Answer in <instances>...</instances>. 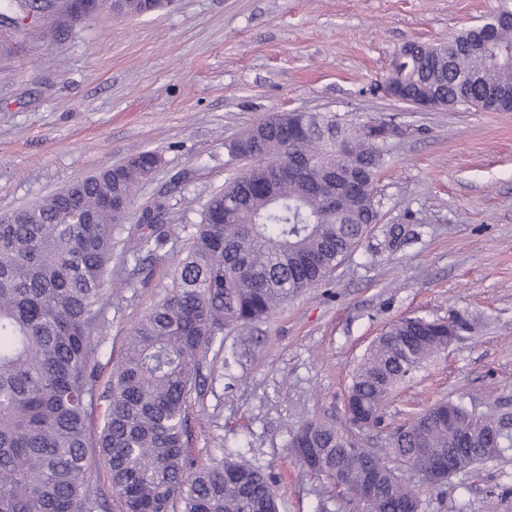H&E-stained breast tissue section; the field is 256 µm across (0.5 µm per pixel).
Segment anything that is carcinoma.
I'll list each match as a JSON object with an SVG mask.
<instances>
[{
  "mask_svg": "<svg viewBox=\"0 0 512 512\" xmlns=\"http://www.w3.org/2000/svg\"><path fill=\"white\" fill-rule=\"evenodd\" d=\"M50 0H3L0 17L37 23ZM137 17L140 0L113 3ZM413 99L488 112L512 111V24L493 42L469 32L444 44L410 43L394 57L382 85ZM349 140L352 152L337 145ZM246 162L212 192L192 225L170 293L132 327L126 352L102 394L93 365L105 325L112 276V225L149 181L157 154L77 178L41 202L0 218V512H102L98 456L121 512H276V486L259 468L236 460L200 466L187 451V411L214 372L210 356L224 331L270 319L277 306L321 284L376 222L375 187L387 140L371 122L349 125L323 112L268 116L228 152ZM177 177L142 210L133 237L154 255L173 239L166 197ZM471 330L456 315L393 323L357 368L345 411L350 428L380 426L396 387L433 354L448 348V327ZM106 401L99 428L89 417ZM312 436L321 458H297L319 475H344L336 487L355 503L361 473L376 479L369 512H398L415 493L406 479L334 425L302 424L291 447ZM471 436L485 461L512 458L502 415L478 414L442 400L389 435L387 455L426 477L448 467L451 437Z\"/></svg>",
  "mask_w": 512,
  "mask_h": 512,
  "instance_id": "1",
  "label": "carcinoma"
}]
</instances>
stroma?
I'll use <instances>...</instances> for the list:
<instances>
[{"mask_svg": "<svg viewBox=\"0 0 512 512\" xmlns=\"http://www.w3.org/2000/svg\"><path fill=\"white\" fill-rule=\"evenodd\" d=\"M499 0H173L118 18L110 0L59 35L0 24V216L77 177L152 151L161 164L142 209L180 174L171 223L199 219L208 195L241 167L226 146L276 112H333L398 129L376 184L378 220L324 284L254 329L224 338L188 414L198 464L231 456L272 475L279 512H351L330 479L297 462L304 422L343 426L355 371L404 317L473 321L470 333L407 379L384 408L388 428L441 399L512 413V112L457 105L422 111L381 88L397 49L438 44L483 23ZM112 305L95 346L107 383L132 326L169 292L174 241L142 260L113 232ZM410 481L421 512H512L492 490L512 486L494 462L430 486Z\"/></svg>", "mask_w": 512, "mask_h": 512, "instance_id": "stroma-1", "label": "stroma"}]
</instances>
